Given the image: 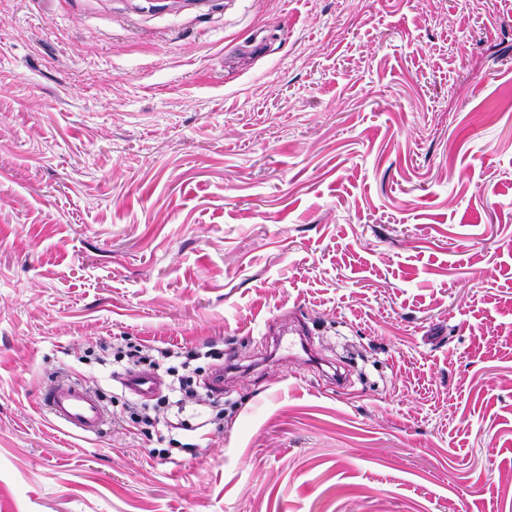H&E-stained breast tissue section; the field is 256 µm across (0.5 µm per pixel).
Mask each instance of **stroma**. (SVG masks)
<instances>
[{
    "instance_id": "stroma-1",
    "label": "stroma",
    "mask_w": 512,
    "mask_h": 512,
    "mask_svg": "<svg viewBox=\"0 0 512 512\" xmlns=\"http://www.w3.org/2000/svg\"><path fill=\"white\" fill-rule=\"evenodd\" d=\"M0 512H512V0H0ZM126 386L135 394L143 397H149L157 392L158 382L150 374L134 373L127 377ZM41 406L56 424L83 438L100 436L112 419L99 396L70 377H61L44 393Z\"/></svg>"
}]
</instances>
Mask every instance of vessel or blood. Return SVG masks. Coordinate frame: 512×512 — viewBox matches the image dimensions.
Here are the masks:
<instances>
[{"instance_id": "vessel-or-blood-1", "label": "vessel or blood", "mask_w": 512, "mask_h": 512, "mask_svg": "<svg viewBox=\"0 0 512 512\" xmlns=\"http://www.w3.org/2000/svg\"><path fill=\"white\" fill-rule=\"evenodd\" d=\"M126 386L135 394L149 397L156 393L158 382L150 374L135 373L127 377ZM41 406L56 424L83 438L100 436L112 419L98 395L69 377L60 378L44 393Z\"/></svg>"}]
</instances>
